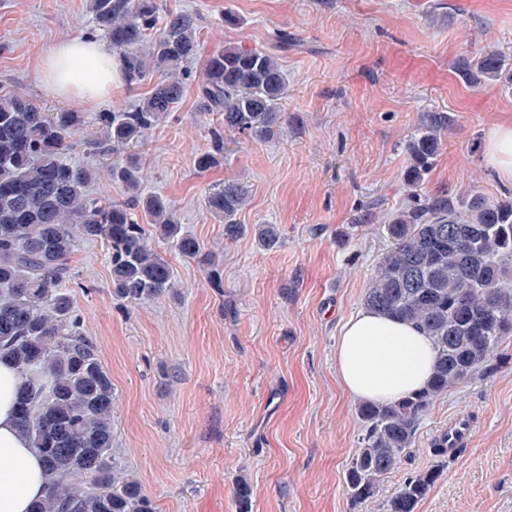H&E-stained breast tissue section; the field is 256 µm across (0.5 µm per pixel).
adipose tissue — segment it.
<instances>
[{"instance_id": "adipose-tissue-1", "label": "adipose tissue", "mask_w": 512, "mask_h": 512, "mask_svg": "<svg viewBox=\"0 0 512 512\" xmlns=\"http://www.w3.org/2000/svg\"><path fill=\"white\" fill-rule=\"evenodd\" d=\"M40 74L54 96L108 105L123 83L120 61L98 37L55 43L40 58ZM436 360L429 337L410 324L362 309L343 326L336 368L344 391L355 400L393 401L419 390ZM23 380L14 363L0 359V512H29L45 490L42 460L19 432L15 402Z\"/></svg>"}]
</instances>
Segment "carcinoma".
<instances>
[{
  "label": "carcinoma",
  "mask_w": 512,
  "mask_h": 512,
  "mask_svg": "<svg viewBox=\"0 0 512 512\" xmlns=\"http://www.w3.org/2000/svg\"><path fill=\"white\" fill-rule=\"evenodd\" d=\"M94 27L118 53L129 85L153 81L131 109L98 112L87 148L116 156L112 180L122 201L88 194L93 170L66 158L69 138L87 123L83 112H47L37 102L0 92V354L13 358L26 383L17 422L43 457L46 492L30 512H155L141 484L112 458V378L85 335L68 284L69 260L81 240L101 241L111 267L112 297L138 303L173 293L174 273L148 243L154 231L181 256L219 274L217 255L182 230L160 194L144 189L143 168L132 150L182 99L200 51L201 19L164 12L159 0H87ZM489 81L512 89V70L495 48L462 58ZM288 80L278 56L226 44L207 58L197 85L200 113L216 114L207 150L196 166L224 162V136L265 142L280 137ZM448 128V116L424 117L405 146L401 173L406 198L381 217L391 248L379 262L364 307L414 325L431 338L437 360L427 385L401 399L358 407L360 448L344 473L354 510L373 499L379 478L412 447L423 418L448 389L487 365L512 336V197L445 190L420 195ZM224 223V239L252 236L266 251L279 247L276 224H241L247 192L228 180L205 198ZM145 217L141 224L137 215ZM432 464L407 478L385 512H418L448 468V449L434 440ZM239 512H249L251 487L241 479Z\"/></svg>",
  "instance_id": "carcinoma-1"
}]
</instances>
